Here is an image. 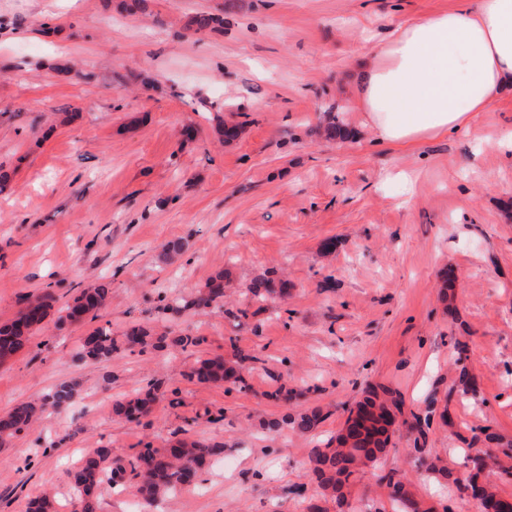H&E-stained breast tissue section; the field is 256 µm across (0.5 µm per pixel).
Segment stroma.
Here are the masks:
<instances>
[{"label": "stroma", "instance_id": "obj_1", "mask_svg": "<svg viewBox=\"0 0 512 512\" xmlns=\"http://www.w3.org/2000/svg\"><path fill=\"white\" fill-rule=\"evenodd\" d=\"M453 4L236 0L228 12L224 0H149L122 16L105 0H0V165L11 176L0 191V324L46 285L62 305L112 282L96 323L59 330L46 319L0 363V413L81 382L67 412L44 413L0 447V512H25L44 491L56 512H73L68 473L91 449L130 458L184 429L224 455L154 512H304L310 448L336 435L372 383L409 412L434 398L447 407L427 445L455 477L467 475L474 433L512 443V156L479 141L512 132V105L478 113L462 135L396 147L376 142L352 103L365 41ZM198 12L225 13L223 32L189 29ZM63 64L73 73H56ZM333 108L349 139L320 134ZM220 118L242 134L220 141ZM177 239L187 250L163 261L161 244ZM221 270L232 281L226 309L161 310L162 291L190 294ZM271 270L287 296L252 301L246 285ZM238 308L247 318H232ZM134 323L200 343L75 359L93 327L118 336ZM237 350L257 358L247 390L185 379L197 358ZM463 367L475 395L448 392ZM151 386L160 398L148 415L113 414V400ZM282 386L298 399L276 400ZM308 407L324 415L311 434L265 427ZM414 439L395 432L379 469L352 481L353 506L389 512L379 476L396 469L452 512H479L468 494L448 500L423 479Z\"/></svg>", "mask_w": 512, "mask_h": 512}]
</instances>
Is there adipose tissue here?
I'll return each instance as SVG.
<instances>
[{
  "label": "adipose tissue",
  "mask_w": 512,
  "mask_h": 512,
  "mask_svg": "<svg viewBox=\"0 0 512 512\" xmlns=\"http://www.w3.org/2000/svg\"><path fill=\"white\" fill-rule=\"evenodd\" d=\"M352 80L377 142L409 146L469 130L477 113L512 95V0H456L406 19L362 51Z\"/></svg>",
  "instance_id": "ef3b65f1"
}]
</instances>
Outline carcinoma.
<instances>
[{
    "label": "carcinoma",
    "mask_w": 512,
    "mask_h": 512,
    "mask_svg": "<svg viewBox=\"0 0 512 512\" xmlns=\"http://www.w3.org/2000/svg\"><path fill=\"white\" fill-rule=\"evenodd\" d=\"M191 24L199 31H224V17L201 13L191 19ZM251 298L266 300L270 295L288 294L285 281L279 282L265 274L256 278L246 288ZM111 294L110 283L100 279L88 288L82 289L72 302L59 310L55 322L57 329L68 324L93 321L107 305ZM164 311L180 313L190 311L202 315L216 307L224 306V273L212 277L202 288L189 298L176 295L163 296ZM55 293L45 288L34 298L22 300L16 317L0 324V359H6L27 348L33 329L40 325L53 311ZM172 344L183 350L199 345L200 340L193 336H176L167 339L158 335L146 325L135 324L127 328L121 337L112 336L106 329L98 327L85 336L75 353L79 361L106 362L112 354L129 350L140 354L162 349ZM248 357L234 354L231 358H201L184 373L190 381L201 384H222L233 380L245 384L244 373L248 370ZM448 393H458L462 397L476 394L466 367H461L456 379L448 388ZM75 384L62 382L52 387L37 402L21 403L0 415V445L28 430L44 411L67 410L75 401ZM156 401V393L148 389L133 397L113 401L112 409L116 416L132 420L149 412ZM439 414L442 423H448L446 412H436L429 406L425 419L403 418V402L390 388L377 385L368 388L364 398L349 408L344 425L334 439L323 446H315L309 451L308 476L316 485L317 494L311 498L307 512H328L327 504L335 505L337 512H356L349 499L348 486L352 476L367 468L377 467L391 452L392 435L396 426L403 425L413 432L423 433L421 423H430L431 416ZM322 420L320 411L300 410L284 419L297 432L308 434ZM500 439L493 433L482 432L473 436L468 443L471 454L466 456L464 466L470 468L464 491L478 499L482 512H506L512 496H505L489 478L481 477L488 469L497 465L494 446ZM424 473L438 480L450 477L448 466L438 455H428L425 449L418 448ZM224 454V446L207 445L184 438L174 442L164 451L145 449L134 460L124 461L112 456L110 448H95L89 451L81 463L69 472L78 507L75 512H98L99 487L108 481L116 484L123 479L126 471L138 478L136 491L148 504L175 492L179 488L196 484L204 464L212 457ZM386 482L387 497L395 512H437V506L421 498L414 490L413 483L396 473L383 476Z\"/></svg>",
    "instance_id": "1"
}]
</instances>
